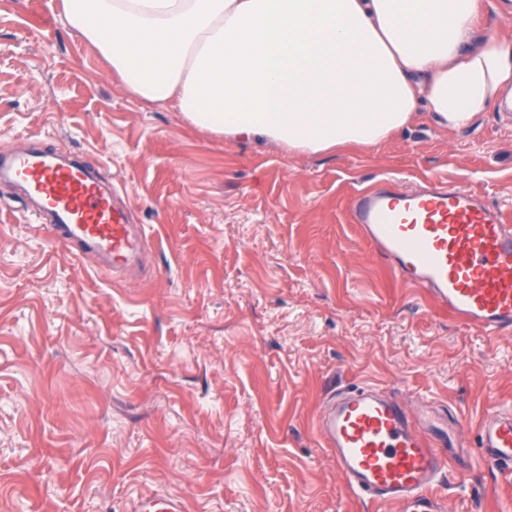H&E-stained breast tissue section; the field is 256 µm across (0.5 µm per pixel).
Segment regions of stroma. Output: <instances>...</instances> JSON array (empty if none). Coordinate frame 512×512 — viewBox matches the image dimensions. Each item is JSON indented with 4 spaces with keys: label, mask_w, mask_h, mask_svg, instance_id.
<instances>
[{
    "label": "stroma",
    "mask_w": 512,
    "mask_h": 512,
    "mask_svg": "<svg viewBox=\"0 0 512 512\" xmlns=\"http://www.w3.org/2000/svg\"><path fill=\"white\" fill-rule=\"evenodd\" d=\"M34 138L98 165L145 238L112 273L0 182V512H130L148 491L188 512H377L315 430L359 382L463 424L448 512H512L473 450L481 413L512 406V336L395 283L347 215L392 177L512 216V112L458 131L423 112L379 147L291 156L130 93L62 0H0V154Z\"/></svg>",
    "instance_id": "35a3bbf8"
}]
</instances>
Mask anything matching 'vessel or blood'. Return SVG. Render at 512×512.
Instances as JSON below:
<instances>
[{
  "label": "vessel or blood",
  "mask_w": 512,
  "mask_h": 512,
  "mask_svg": "<svg viewBox=\"0 0 512 512\" xmlns=\"http://www.w3.org/2000/svg\"><path fill=\"white\" fill-rule=\"evenodd\" d=\"M22 187L35 218L49 217L56 241L100 252L125 269L141 236L117 210L84 162L62 163L39 149L0 158V180ZM348 219L395 282L420 290L444 315L482 335L512 333V218L474 191L431 182L418 189L382 179L355 190ZM316 432L353 494L384 512H446L438 487L450 469L449 438L458 419L437 407L412 408L369 383L353 385L322 406ZM478 454L512 479V408L480 420ZM132 512H187L182 496L148 492Z\"/></svg>",
  "instance_id": "b4317fda"
}]
</instances>
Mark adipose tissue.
I'll return each instance as SVG.
<instances>
[{
  "instance_id": "obj_1",
  "label": "adipose tissue",
  "mask_w": 512,
  "mask_h": 512,
  "mask_svg": "<svg viewBox=\"0 0 512 512\" xmlns=\"http://www.w3.org/2000/svg\"><path fill=\"white\" fill-rule=\"evenodd\" d=\"M484 0H64L70 25L149 102L289 154L375 148L420 108L458 129L512 98V41ZM480 19L479 36L485 34L512 40V0H490Z\"/></svg>"
}]
</instances>
